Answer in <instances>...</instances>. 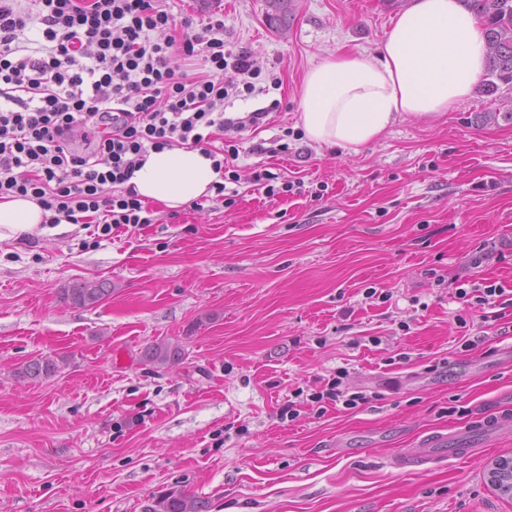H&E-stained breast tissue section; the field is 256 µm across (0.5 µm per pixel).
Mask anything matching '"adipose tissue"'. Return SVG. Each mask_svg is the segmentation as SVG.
<instances>
[{
	"instance_id": "ef3b65f1",
	"label": "adipose tissue",
	"mask_w": 512,
	"mask_h": 512,
	"mask_svg": "<svg viewBox=\"0 0 512 512\" xmlns=\"http://www.w3.org/2000/svg\"><path fill=\"white\" fill-rule=\"evenodd\" d=\"M486 38L461 0H412L373 55L330 57L310 69L299 124L319 146L358 151L400 116L432 118L468 99L486 71ZM212 158L179 146L149 151L131 179L143 202L180 209L213 193ZM44 212L24 197L0 199V230L29 231Z\"/></svg>"
}]
</instances>
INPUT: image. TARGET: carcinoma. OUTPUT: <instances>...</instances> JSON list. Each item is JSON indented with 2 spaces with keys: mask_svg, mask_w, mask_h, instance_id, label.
Here are the masks:
<instances>
[{
  "mask_svg": "<svg viewBox=\"0 0 512 512\" xmlns=\"http://www.w3.org/2000/svg\"><path fill=\"white\" fill-rule=\"evenodd\" d=\"M483 18L487 38L488 66L479 92L489 96L500 86L512 87V0H465ZM112 294L104 280L78 281L60 290L61 300L74 307H92ZM182 357L177 345L159 342L148 345L143 358L153 364L166 365ZM66 359L50 355L34 358L16 369L17 376L31 381L48 379L60 372ZM205 505L182 490H170L156 500L149 512H203Z\"/></svg>",
  "mask_w": 512,
  "mask_h": 512,
  "instance_id": "cac0c4a2",
  "label": "carcinoma"
}]
</instances>
